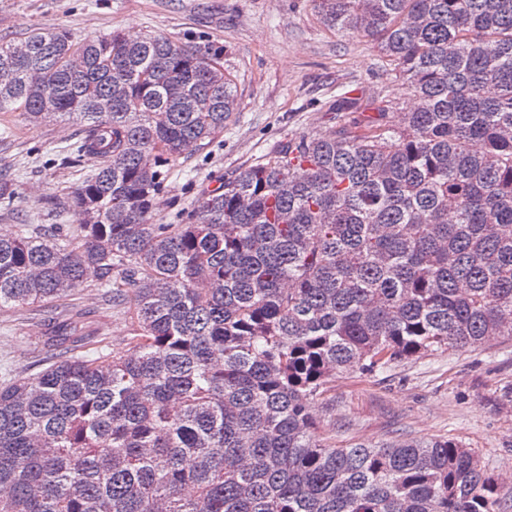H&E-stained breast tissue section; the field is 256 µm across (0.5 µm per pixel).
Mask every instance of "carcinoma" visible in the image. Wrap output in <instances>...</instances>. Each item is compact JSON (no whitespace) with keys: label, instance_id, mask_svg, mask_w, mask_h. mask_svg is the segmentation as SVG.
Returning a JSON list of instances; mask_svg holds the SVG:
<instances>
[{"label":"carcinoma","instance_id":"carcinoma-1","mask_svg":"<svg viewBox=\"0 0 512 512\" xmlns=\"http://www.w3.org/2000/svg\"><path fill=\"white\" fill-rule=\"evenodd\" d=\"M377 43L412 100L292 135L154 224L173 167L224 132L220 54L159 34L0 43V112L76 121L96 159L75 224L0 231V308L74 296L88 269L132 314L128 354L58 322L0 382V512H509L448 438L337 448L314 397L430 351L512 339V0H316Z\"/></svg>","mask_w":512,"mask_h":512}]
</instances>
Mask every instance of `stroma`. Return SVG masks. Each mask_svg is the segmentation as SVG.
I'll use <instances>...</instances> for the list:
<instances>
[{"instance_id":"obj_1","label":"stroma","mask_w":512,"mask_h":512,"mask_svg":"<svg viewBox=\"0 0 512 512\" xmlns=\"http://www.w3.org/2000/svg\"><path fill=\"white\" fill-rule=\"evenodd\" d=\"M35 28H64L78 36L115 31L159 33L219 51L236 82V118L213 145L184 159L167 181L153 223L174 224L197 187L250 165L281 140L334 124L327 107L350 91L367 98L392 87L371 41L324 28L314 0H0V42ZM0 174L18 193L15 209H0V229L67 224L58 205L91 168L63 165V151L81 134L76 122L32 125L0 112ZM71 307L84 311L90 331L124 352L126 308L112 305L88 275ZM47 325L39 312L0 309V369L24 375L46 354ZM311 412L333 445L395 437L448 438L471 448L495 477L512 476V340L465 351L411 358L373 376L337 379Z\"/></svg>"}]
</instances>
